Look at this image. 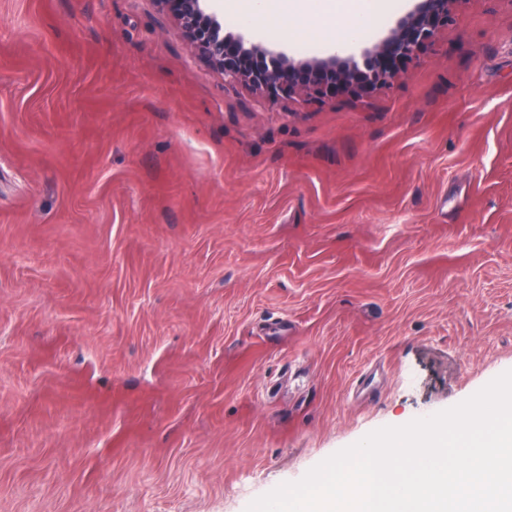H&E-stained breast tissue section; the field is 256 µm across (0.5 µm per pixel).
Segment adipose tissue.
<instances>
[{
    "label": "adipose tissue",
    "mask_w": 512,
    "mask_h": 512,
    "mask_svg": "<svg viewBox=\"0 0 512 512\" xmlns=\"http://www.w3.org/2000/svg\"><path fill=\"white\" fill-rule=\"evenodd\" d=\"M309 0H224V8L251 20L264 21L273 29L296 38H325L341 48L359 30L380 23L397 12L403 0H323L310 13Z\"/></svg>",
    "instance_id": "adipose-tissue-1"
}]
</instances>
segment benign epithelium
<instances>
[{
  "label": "benign epithelium",
  "instance_id": "1",
  "mask_svg": "<svg viewBox=\"0 0 512 512\" xmlns=\"http://www.w3.org/2000/svg\"><path fill=\"white\" fill-rule=\"evenodd\" d=\"M454 0H421L417 11L382 43L366 52L365 66L360 71L353 57L340 61L295 62L280 52L261 44H246L241 36L224 33L219 8L210 0H158L181 26L185 37L197 52L231 83H244L265 91L272 97L285 94H310L320 98L334 97L356 89L364 77L368 89L389 85L400 75L391 68L394 59L418 56L452 22Z\"/></svg>",
  "mask_w": 512,
  "mask_h": 512
}]
</instances>
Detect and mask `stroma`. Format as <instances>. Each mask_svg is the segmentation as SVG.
Wrapping results in <instances>:
<instances>
[{"label":"stroma","instance_id":"obj_1","mask_svg":"<svg viewBox=\"0 0 512 512\" xmlns=\"http://www.w3.org/2000/svg\"><path fill=\"white\" fill-rule=\"evenodd\" d=\"M453 14L273 101L156 0H0V512H246L512 370V0ZM417 11L382 43L366 52L364 66L373 68L365 72L367 90L389 85L401 71L391 68L393 59L417 57L452 22L451 5L454 0H421ZM366 90V91H367Z\"/></svg>","mask_w":512,"mask_h":512}]
</instances>
